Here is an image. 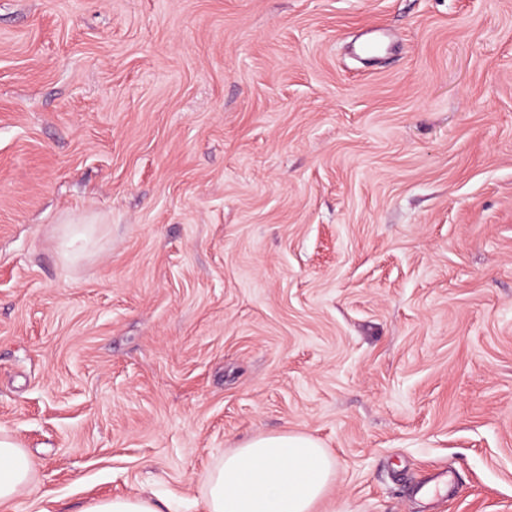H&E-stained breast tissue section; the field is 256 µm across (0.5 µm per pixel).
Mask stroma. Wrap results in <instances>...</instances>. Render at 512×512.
Returning a JSON list of instances; mask_svg holds the SVG:
<instances>
[{"mask_svg":"<svg viewBox=\"0 0 512 512\" xmlns=\"http://www.w3.org/2000/svg\"><path fill=\"white\" fill-rule=\"evenodd\" d=\"M0 512H512V0H0ZM32 460L19 443L0 429V506H7L33 477ZM337 462L314 437L262 434L230 448L204 481L205 512H314ZM81 512H162L157 502L148 495L133 494L91 503Z\"/></svg>","mask_w":512,"mask_h":512,"instance_id":"35a3bbf8","label":"stroma"}]
</instances>
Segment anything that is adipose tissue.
<instances>
[{"instance_id": "adipose-tissue-1", "label": "adipose tissue", "mask_w": 512, "mask_h": 512, "mask_svg": "<svg viewBox=\"0 0 512 512\" xmlns=\"http://www.w3.org/2000/svg\"><path fill=\"white\" fill-rule=\"evenodd\" d=\"M337 462L314 437L262 434L229 449L204 481L205 512H314L336 478ZM32 460L0 430V506L33 477Z\"/></svg>"}]
</instances>
